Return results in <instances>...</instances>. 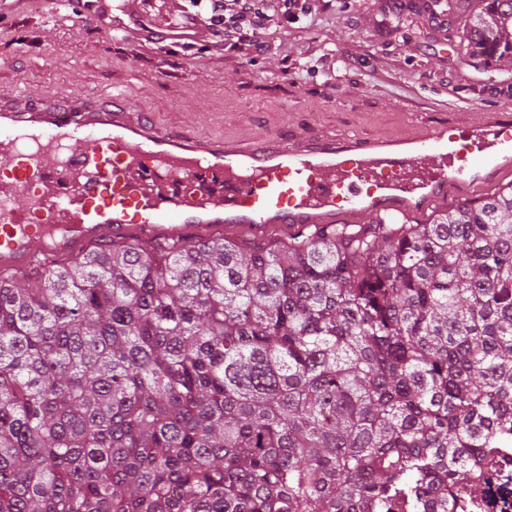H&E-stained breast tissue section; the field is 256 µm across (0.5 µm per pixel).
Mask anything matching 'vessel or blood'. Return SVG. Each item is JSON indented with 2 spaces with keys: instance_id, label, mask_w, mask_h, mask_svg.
<instances>
[{
  "instance_id": "vessel-or-blood-1",
  "label": "vessel or blood",
  "mask_w": 512,
  "mask_h": 512,
  "mask_svg": "<svg viewBox=\"0 0 512 512\" xmlns=\"http://www.w3.org/2000/svg\"><path fill=\"white\" fill-rule=\"evenodd\" d=\"M512 174V118L414 137L204 139L161 132L121 96L0 92V273L104 241L204 242L374 219L408 222Z\"/></svg>"
}]
</instances>
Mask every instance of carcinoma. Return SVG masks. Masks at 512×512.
Instances as JSON below:
<instances>
[{
  "instance_id": "1",
  "label": "carcinoma",
  "mask_w": 512,
  "mask_h": 512,
  "mask_svg": "<svg viewBox=\"0 0 512 512\" xmlns=\"http://www.w3.org/2000/svg\"><path fill=\"white\" fill-rule=\"evenodd\" d=\"M512 61V0H457ZM512 182L288 246L0 275V512H458L512 442Z\"/></svg>"
}]
</instances>
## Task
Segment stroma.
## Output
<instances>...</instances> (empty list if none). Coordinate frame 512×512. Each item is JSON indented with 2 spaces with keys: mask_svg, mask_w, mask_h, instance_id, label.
Returning a JSON list of instances; mask_svg holds the SVG:
<instances>
[{
  "mask_svg": "<svg viewBox=\"0 0 512 512\" xmlns=\"http://www.w3.org/2000/svg\"><path fill=\"white\" fill-rule=\"evenodd\" d=\"M466 31V15L440 27L419 0H309L262 29L248 65L182 0H28L0 12V90H120L162 129L203 137H410L512 115V64L470 58Z\"/></svg>",
  "mask_w": 512,
  "mask_h": 512,
  "instance_id": "1",
  "label": "stroma"
}]
</instances>
